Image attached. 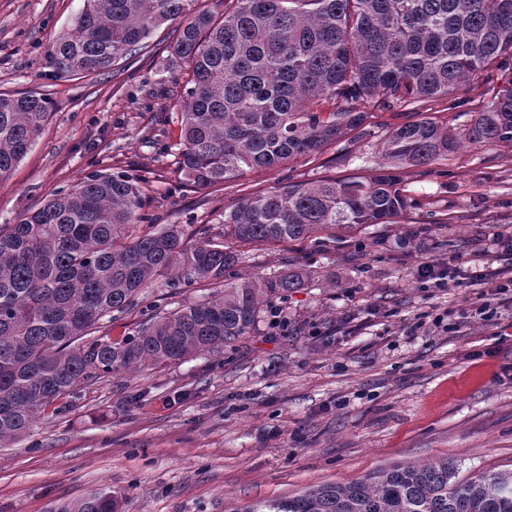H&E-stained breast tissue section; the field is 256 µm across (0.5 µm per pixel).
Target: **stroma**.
Returning <instances> with one entry per match:
<instances>
[{"label": "stroma", "mask_w": 512, "mask_h": 512, "mask_svg": "<svg viewBox=\"0 0 512 512\" xmlns=\"http://www.w3.org/2000/svg\"><path fill=\"white\" fill-rule=\"evenodd\" d=\"M84 0H0V91H36L50 116L28 153L0 178V224L98 171L147 181L145 213L189 239L222 236L212 211L289 182L364 178L410 112L371 109L364 137L226 182L184 186L176 169L178 104L187 74L168 56L171 27L98 76H56L48 51ZM499 83L471 78L439 112L464 129ZM415 205L396 224H365L333 241L230 246L228 284L304 269L312 285L269 296L234 345L133 369L68 398L28 434L0 446V512H46L54 501L111 491L119 512H243L396 464L451 458L461 475L512 469V303L473 316L478 286L425 288L413 253L469 259L489 234L512 231V146L467 142L448 159L402 172ZM226 283V284H227ZM224 286V285H223ZM206 280L139 303L96 333L132 334L146 307L171 312L221 294ZM449 328L409 335L418 316Z\"/></svg>", "instance_id": "1"}]
</instances>
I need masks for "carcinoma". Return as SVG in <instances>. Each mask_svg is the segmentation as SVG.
<instances>
[{"label": "carcinoma", "instance_id": "1", "mask_svg": "<svg viewBox=\"0 0 512 512\" xmlns=\"http://www.w3.org/2000/svg\"><path fill=\"white\" fill-rule=\"evenodd\" d=\"M84 0L49 51L60 76L102 74L177 20L170 45L188 65L177 168L197 191L254 169L310 157L360 129L366 103L420 118L382 143L384 164L363 180L324 178L249 193L217 215L224 237L300 240L338 228L395 224L411 207L398 170L448 156L460 140L512 143V0ZM502 84L458 133L426 104L481 72ZM38 92H0V177L48 120ZM142 181L92 172L74 188L0 224V443L101 379L224 348L248 335L264 297L312 279L291 271L249 278L218 297L155 314L130 336H91L159 278L179 288L224 282L238 254L224 242H185L176 224L146 223ZM95 490L48 512H114ZM244 512H512V470L460 477L456 461L393 465L350 483L311 487Z\"/></svg>", "mask_w": 512, "mask_h": 512}]
</instances>
